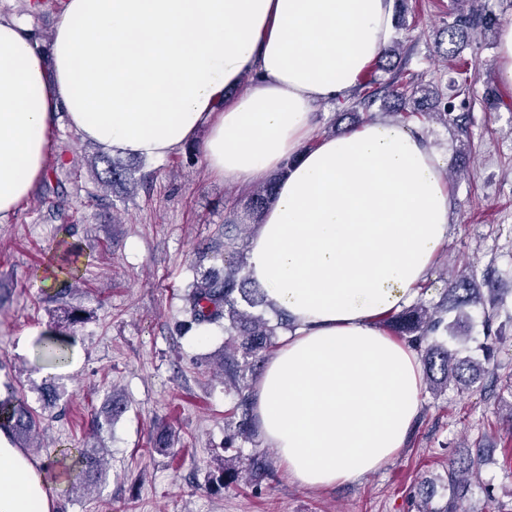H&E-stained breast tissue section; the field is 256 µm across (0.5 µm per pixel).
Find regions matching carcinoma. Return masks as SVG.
Returning <instances> with one entry per match:
<instances>
[{
  "label": "carcinoma",
  "mask_w": 512,
  "mask_h": 512,
  "mask_svg": "<svg viewBox=\"0 0 512 512\" xmlns=\"http://www.w3.org/2000/svg\"><path fill=\"white\" fill-rule=\"evenodd\" d=\"M470 2L472 0H454L455 18L447 28L450 45L456 46L470 38L477 26L485 32H491L500 23V18L490 10L484 11L479 21H474L472 9L465 8ZM397 53L396 47L386 51L367 71L358 86L357 98L352 109L369 111L384 89L389 96L398 101H412L411 114L423 112V106L428 104L438 110L437 116L442 120L451 121L458 130L465 131V116H452L448 102L444 101V97L432 87L424 85L414 88L405 82L399 73L386 85H381L378 72L389 71L391 64L388 63V59ZM100 160L106 164L104 175L97 178L93 189L86 190L88 197L100 198L101 186L111 187L117 183L128 184L136 181L134 172L110 156L103 154ZM288 170L289 167L286 165L280 167L272 178L249 196L246 211L251 223L237 225L231 221L225 222L222 257L224 273L204 271L182 294V312L186 325L224 324V333L227 335L225 347L228 351L224 352L221 366L224 369V382L233 386L236 392V409L241 411L238 430L243 435L249 434L252 429L249 415L251 387L248 376L255 374L262 353L274 347L277 336L283 331L290 330L292 325L284 312H275L273 321L252 313L253 309L265 306L266 302L263 289L244 275L247 258L239 247V241L242 236L254 232L262 224L265 210L271 204L279 182L288 175ZM80 256L79 250L69 246L60 252H53L48 259L43 269V278L62 280L63 288L59 289L56 295H65L68 287L72 286V281L77 279ZM493 302L492 298H483L474 278L464 275L453 280L440 303L428 306L418 302L386 319V326L394 335L407 339L417 348H424L428 390L433 396L447 394L450 384L463 389L468 388L489 374V369L484 363L490 361L493 356L494 345L507 340L502 331L487 334V342L479 345L484 357L482 361L472 357H458L457 353L448 347L447 341L436 340L432 335L441 330L450 331L451 325L445 318L448 311L455 310L460 316L467 317V308L476 305L484 307L487 328H492L495 314L487 309L486 305ZM81 320L79 311L66 310L62 316L64 328L45 331L40 335L36 348L39 359L45 365L55 368L66 360L76 342L71 327ZM240 348L243 349V355L239 359L237 350ZM40 423L41 416L15 390L9 389L6 395L0 396V431L9 433L24 446L39 428ZM176 444V434L169 429H160L153 437L152 447L169 450L175 448ZM62 455L73 460V466L79 470L78 479L84 485L101 471L100 456L85 448H67L63 450ZM229 463L235 470L243 467L252 471L268 470L265 459L258 453L251 455L245 462L236 456L229 459ZM473 472L472 458L463 457L451 461L448 464V489L451 491L448 502L440 508L431 507L426 512H460L456 496Z\"/></svg>",
  "instance_id": "carcinoma-1"
}]
</instances>
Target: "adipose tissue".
I'll return each instance as SVG.
<instances>
[{
  "label": "adipose tissue",
  "instance_id": "obj_1",
  "mask_svg": "<svg viewBox=\"0 0 512 512\" xmlns=\"http://www.w3.org/2000/svg\"><path fill=\"white\" fill-rule=\"evenodd\" d=\"M393 31L394 0H64L46 56L0 16V223L38 186L61 112L130 156L205 133L209 170L244 188L289 164L247 274L294 329L252 394L306 487L379 470L421 408L420 357L379 321L415 299L448 233L442 162L382 119L312 138L316 106L348 100ZM52 510L39 466L0 431V512Z\"/></svg>",
  "mask_w": 512,
  "mask_h": 512
}]
</instances>
